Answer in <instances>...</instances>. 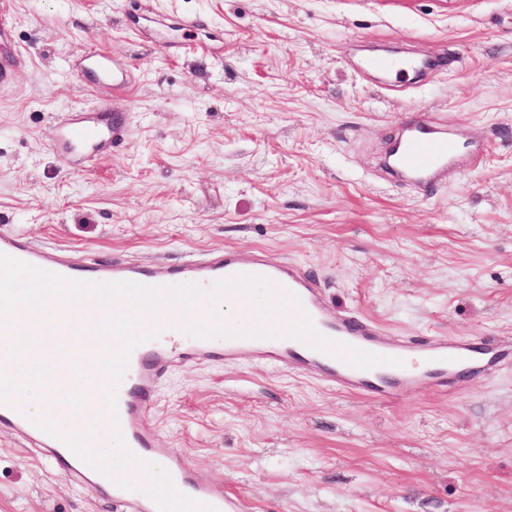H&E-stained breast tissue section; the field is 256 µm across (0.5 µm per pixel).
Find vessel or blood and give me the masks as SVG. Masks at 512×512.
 <instances>
[{"label":"vessel or blood","mask_w":512,"mask_h":512,"mask_svg":"<svg viewBox=\"0 0 512 512\" xmlns=\"http://www.w3.org/2000/svg\"><path fill=\"white\" fill-rule=\"evenodd\" d=\"M76 66L102 95L94 108L71 112L62 127L50 129L48 140L54 149L92 161L108 155L127 138L126 121L113 102L128 93L130 82L123 66L102 48L86 49ZM459 155L457 142L426 116L406 121L393 149L395 168L413 176L426 188L433 184L440 169L456 164ZM0 254L47 271L61 280L95 284L126 281L169 287L193 283L211 292L223 281L260 276L284 288L300 302L299 308H288L281 317L282 327L293 326L304 315L326 339L378 356L376 365L359 368L340 356L293 339L278 351L267 352L261 347V338L250 336L203 338L188 333L181 344L173 345L163 338L171 328L167 322L161 323L160 336L140 342L129 355L125 374L116 390L120 431L137 459L152 463L157 458H165L176 489L189 490L192 500L213 506L216 512H244V504L240 498L225 496L223 483L197 481L176 449L158 447L147 421L156 403L157 385L171 366L196 359H229L248 347L262 361L316 375L348 392L389 401L430 387L446 388L449 373L490 367L508 357L507 352L482 349L457 337L426 341L421 343L420 350L430 367L427 379H420L407 373L401 365L409 353V341L390 339L370 319L337 316L319 280L296 264L262 255H242L219 249L180 269H148L129 264L115 255L77 262L63 251L35 249L18 234L0 237ZM0 431L32 440L62 476L77 480L91 490H109L115 512H159L157 501L144 489L119 486L112 476L76 455L60 437L35 428L19 410L2 403Z\"/></svg>","instance_id":"obj_1"}]
</instances>
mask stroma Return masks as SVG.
I'll list each match as a JSON object with an SVG mask.
<instances>
[{
  "instance_id": "stroma-1",
  "label": "stroma",
  "mask_w": 512,
  "mask_h": 512,
  "mask_svg": "<svg viewBox=\"0 0 512 512\" xmlns=\"http://www.w3.org/2000/svg\"><path fill=\"white\" fill-rule=\"evenodd\" d=\"M131 2L13 0L0 233L147 265L261 251L389 335L512 343V0H148L135 24ZM96 46L130 69L129 135L83 166L46 128L93 105L73 66ZM377 54L430 67L402 87ZM416 112L484 147L431 197L382 167ZM148 423L245 512H512V362L384 402L248 354L193 361ZM0 512L114 509L0 432Z\"/></svg>"
}]
</instances>
